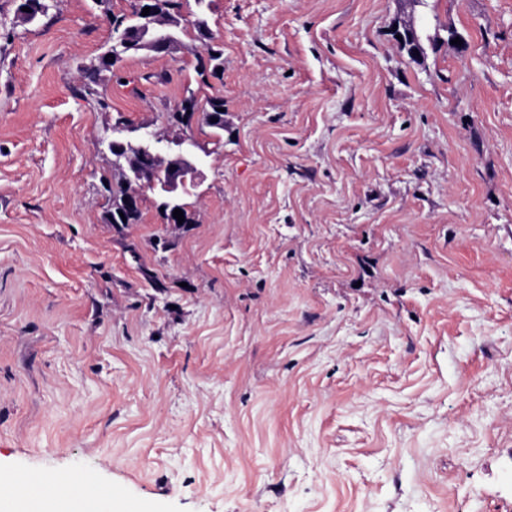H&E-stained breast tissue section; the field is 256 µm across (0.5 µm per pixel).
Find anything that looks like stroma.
<instances>
[{"label": "stroma", "instance_id": "stroma-1", "mask_svg": "<svg viewBox=\"0 0 512 512\" xmlns=\"http://www.w3.org/2000/svg\"><path fill=\"white\" fill-rule=\"evenodd\" d=\"M0 0V498L111 512H512V0H181L126 56L92 0ZM205 19L224 70L196 83ZM419 21L423 57L393 36ZM194 129L190 223L105 220L117 118ZM218 108H224V100L222 97H208L204 104H200L194 92L183 98L180 106L175 112L169 116L170 121L174 120L183 123V114L185 112L196 113L200 115L201 129L207 128L212 135L222 137L224 135V112H219ZM212 118H216L217 122H211ZM42 496L45 499V509L47 504L53 502L56 509H66L72 505H81L82 507L76 510H57L55 512H95L99 510L100 503L96 501L99 499L97 492L91 487H88L86 497L82 500H73L68 496L66 490L58 485V478L52 476H42ZM105 509L99 510L104 511Z\"/></svg>", "mask_w": 512, "mask_h": 512}]
</instances>
